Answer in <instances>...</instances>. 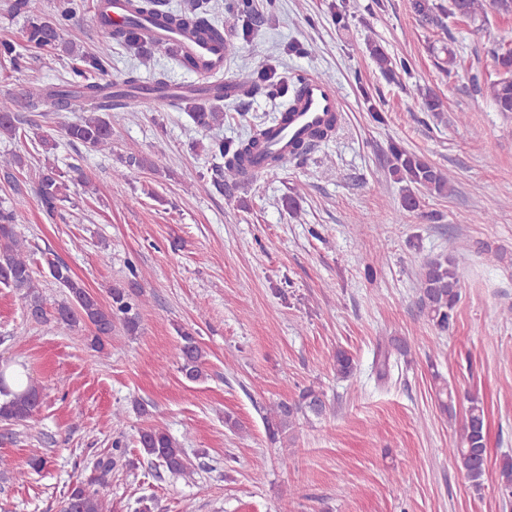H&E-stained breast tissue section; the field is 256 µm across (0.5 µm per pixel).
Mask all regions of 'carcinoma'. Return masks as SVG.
I'll use <instances>...</instances> for the list:
<instances>
[{"label": "carcinoma", "mask_w": 512, "mask_h": 512, "mask_svg": "<svg viewBox=\"0 0 512 512\" xmlns=\"http://www.w3.org/2000/svg\"><path fill=\"white\" fill-rule=\"evenodd\" d=\"M133 11L151 20L160 19L169 26L187 30L199 37L209 38L219 35L214 25L196 3L185 10L173 11L164 8L163 0H132ZM413 13L425 22H432L436 12L445 11L448 16L458 15L472 22H484L488 11L499 14H512V0H448V9L435 3V0H410ZM75 7L71 0H57L51 13H32L27 16L22 29L23 39L41 49L56 54L58 52L74 57L80 67L74 69L78 81L74 89L26 91V106L30 109L39 105L48 110L67 107L71 100L82 97L94 101L90 109H84L64 127L68 140L79 143L90 151L101 152L112 149V123L108 112L119 107L126 112L139 111V100L135 94L125 96L121 103L114 102L112 81L104 83L89 81V75H106L110 67V48L104 45L97 52H85L64 40L62 29L74 15ZM109 38L117 43L135 48L143 58H148L152 50H161L158 43H149L142 37L138 28L126 24L108 29ZM371 56L384 74L393 73L390 57L377 44L370 46ZM0 57L20 65L23 55L18 43L13 40L0 41ZM492 58L498 79L486 87L489 97L500 112L512 113V48H499L493 51ZM17 98L11 96L0 99V137L13 139L17 136ZM178 104L185 106L193 124L199 129H210L220 124L223 112L207 107L195 95L183 96ZM266 135V127L255 128L245 140L224 142L214 140L208 151L224 160L223 179L214 182L216 189L232 188L244 178L242 163L258 149ZM306 154V149L297 145L288 153L268 154L266 159L273 168H286L288 164ZM391 170L397 180L405 183L402 188L401 206L408 212L421 208L427 195H446L453 190L451 174L443 172L415 153H411L393 142L389 145ZM129 167L157 171L162 164V156H137L125 158ZM68 180L58 167L48 161L38 174L37 197L46 211L53 212L58 204L68 199ZM17 214L13 211H0V284L18 291L25 302L28 315L35 320L47 319L45 299L38 289L33 271L26 255V246L15 230ZM50 275L62 288L65 297L55 303L53 316L57 322L71 328L83 326L89 329L84 341L99 353L105 349L106 341L112 336L115 325H120L129 336L141 332V309L145 304L136 277L137 269L131 268L132 279L126 283H115L108 288L109 302L104 305L91 293L84 282L75 277L65 262L47 259ZM419 303L429 324L445 332L453 326L455 309L460 300V279L454 258L437 256L423 263L419 288ZM407 355V348L398 340H391L380 348L379 377L389 375L400 358ZM177 357L179 370L189 381H197L204 376L206 351L194 332L180 331ZM333 369L336 376L349 378L354 373L352 356L343 349L333 355ZM439 410L453 420L457 416V393L448 381L436 374L433 376ZM460 438L448 449L471 486L479 490L483 487L487 462V419L483 401L475 396L467 397ZM41 404V393L33 385L19 382L9 370H4V382L0 383V421L26 424L30 422ZM326 413V402L322 391L311 386L303 389L298 399L289 402L281 400L266 409L264 420L269 439L277 442L294 430L300 418H319ZM138 444L142 453L156 467L175 476L189 477L194 474L192 463L180 442L166 430L149 426L138 431ZM125 453V444L117 439L112 442V452L99 460L85 475L71 484L62 503L60 512H107L106 483L103 474L113 465L114 459ZM498 485L500 492L512 497V457L503 458L499 469Z\"/></svg>", "instance_id": "obj_1"}]
</instances>
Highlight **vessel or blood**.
Listing matches in <instances>:
<instances>
[{"mask_svg": "<svg viewBox=\"0 0 512 512\" xmlns=\"http://www.w3.org/2000/svg\"><path fill=\"white\" fill-rule=\"evenodd\" d=\"M146 29L159 44L177 46L183 54L194 57L199 79L197 94L204 97H213L220 92L233 94V85L223 79L228 54L225 40H199L185 31L152 22L147 23ZM342 110L341 97L329 82L317 75H306L300 83L297 98L286 108V119L271 126L267 146L288 152L293 142L306 139L311 131L323 126L332 116L341 115Z\"/></svg>", "mask_w": 512, "mask_h": 512, "instance_id": "b4317fda", "label": "vessel or blood"}]
</instances>
